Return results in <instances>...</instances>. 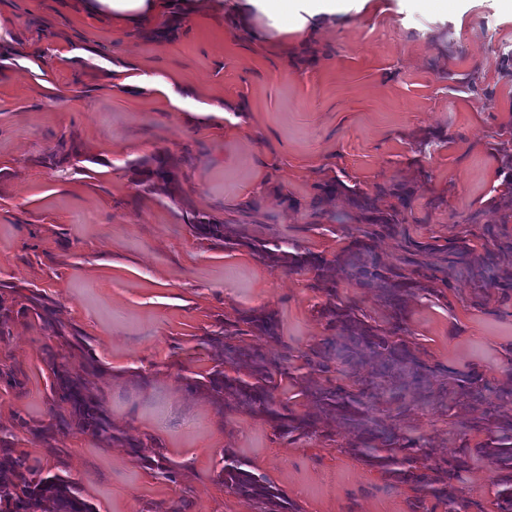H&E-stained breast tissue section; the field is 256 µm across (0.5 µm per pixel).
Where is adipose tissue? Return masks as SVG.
Listing matches in <instances>:
<instances>
[{
    "label": "adipose tissue",
    "instance_id": "obj_1",
    "mask_svg": "<svg viewBox=\"0 0 512 512\" xmlns=\"http://www.w3.org/2000/svg\"><path fill=\"white\" fill-rule=\"evenodd\" d=\"M338 12L337 0H245L233 6L229 18L244 26L263 21V34L272 38L319 28L335 21Z\"/></svg>",
    "mask_w": 512,
    "mask_h": 512
}]
</instances>
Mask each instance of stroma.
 Returning <instances> with one entry per match:
<instances>
[{
    "mask_svg": "<svg viewBox=\"0 0 512 512\" xmlns=\"http://www.w3.org/2000/svg\"><path fill=\"white\" fill-rule=\"evenodd\" d=\"M258 31L225 24L221 0L136 26L95 0H0V448L75 482L97 512H259L225 488L228 452L300 512H448L364 464L344 428L289 440L204 388L208 338L230 323L234 344L290 354L305 379L337 373L302 359L328 334L313 272L199 240L185 215L331 259L359 224L354 193L387 211L398 200L376 188L400 185L406 222L375 242L385 263H436L431 245L487 224L512 236V12L368 0L316 34ZM156 158L176 174L170 191L142 181L139 162ZM472 293L464 278L418 293L406 339L429 365L512 383V299L494 288L474 308ZM337 298L386 325L355 280L338 277ZM251 310L275 312L278 339L239 324ZM57 365L82 372L107 433L78 428ZM400 428L434 464L459 445L457 418L434 406ZM497 476L472 457L461 512H495Z\"/></svg>",
    "mask_w": 512,
    "mask_h": 512,
    "instance_id": "35a3bbf8",
    "label": "stroma"
}]
</instances>
